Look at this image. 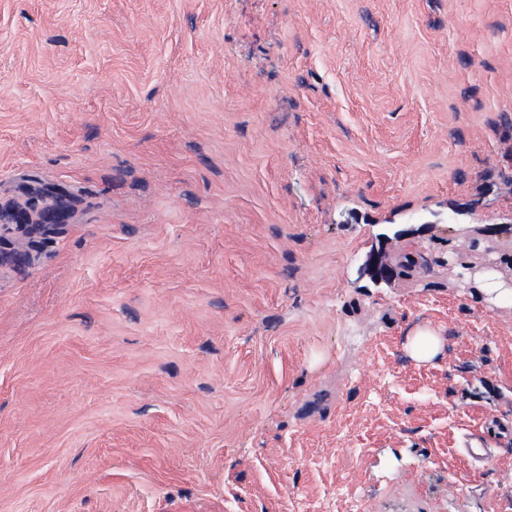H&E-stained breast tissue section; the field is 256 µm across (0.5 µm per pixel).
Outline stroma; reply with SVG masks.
<instances>
[{
	"mask_svg": "<svg viewBox=\"0 0 512 512\" xmlns=\"http://www.w3.org/2000/svg\"><path fill=\"white\" fill-rule=\"evenodd\" d=\"M32 182L0 512H512V0H0V251ZM30 193L33 195L32 199L40 198L42 201L46 198L51 199V203L45 205L40 210L36 209V203L34 202L31 205V212L36 213V218L33 219V216L30 212L24 210L20 211L16 215V223L18 226H32L36 229H42L47 231L51 229L52 226L57 224L55 223L56 219L64 213L67 206L65 204L66 194L62 190H55L50 192H45L40 188L30 187ZM482 291L492 301L512 299V286L510 287L493 272H484L481 275ZM441 342L431 328L421 329L410 343L412 356L420 362L433 360L439 353ZM511 434V424H503L496 420H490L485 423L481 430L472 434L471 441L467 444L468 454L475 459H487V438L493 436V438L497 440L500 437L511 436Z\"/></svg>",
	"mask_w": 512,
	"mask_h": 512,
	"instance_id": "1",
	"label": "stroma"
}]
</instances>
